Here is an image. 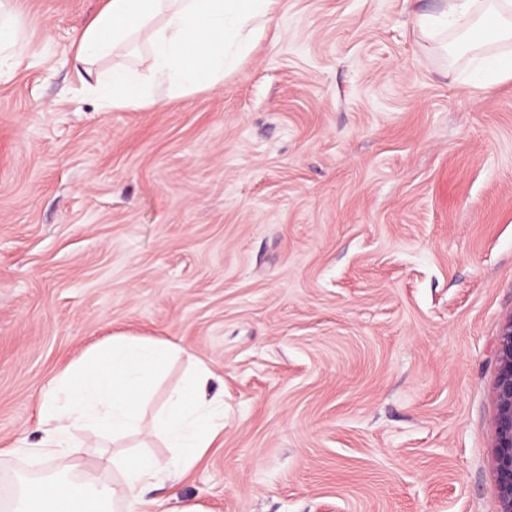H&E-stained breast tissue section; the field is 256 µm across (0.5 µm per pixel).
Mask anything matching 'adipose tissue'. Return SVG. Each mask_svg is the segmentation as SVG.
<instances>
[{"label": "adipose tissue", "instance_id": "adipose-tissue-1", "mask_svg": "<svg viewBox=\"0 0 512 512\" xmlns=\"http://www.w3.org/2000/svg\"><path fill=\"white\" fill-rule=\"evenodd\" d=\"M278 0H104L76 40L78 79L94 77L106 106L141 108L165 98L219 85L248 55L259 34L257 22ZM420 33L434 42L466 33L483 47L473 65L486 84L512 79V50L494 45L512 39V0H440L437 13L417 18ZM127 53L145 71L118 65L94 75L93 63ZM181 351L170 341L117 335L58 375L45 393L38 442L51 476L19 480L12 512H153L149 486L182 478L218 434L219 413L207 397L211 374L200 368L170 395L152 418L171 455L161 462L140 456L118 477L106 480L96 467L73 460L56 469L58 449L74 447L73 432L90 428L119 438L142 433V404L164 365Z\"/></svg>", "mask_w": 512, "mask_h": 512}]
</instances>
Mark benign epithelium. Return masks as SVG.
<instances>
[{"instance_id": "7a95c632", "label": "benign epithelium", "mask_w": 512, "mask_h": 512, "mask_svg": "<svg viewBox=\"0 0 512 512\" xmlns=\"http://www.w3.org/2000/svg\"><path fill=\"white\" fill-rule=\"evenodd\" d=\"M497 411L494 419L495 471L501 512H512V318L502 327L496 348Z\"/></svg>"}]
</instances>
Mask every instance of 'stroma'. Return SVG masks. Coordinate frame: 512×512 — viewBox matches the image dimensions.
Listing matches in <instances>:
<instances>
[{
	"instance_id": "obj_1",
	"label": "stroma",
	"mask_w": 512,
	"mask_h": 512,
	"mask_svg": "<svg viewBox=\"0 0 512 512\" xmlns=\"http://www.w3.org/2000/svg\"><path fill=\"white\" fill-rule=\"evenodd\" d=\"M0 63V472L116 334L198 366L224 427L156 512H500L512 80L425 39L437 0H279L223 83L117 110L75 76L101 0H9ZM5 2H0V63L4 55L18 63L27 55V42L22 23L7 9Z\"/></svg>"
}]
</instances>
